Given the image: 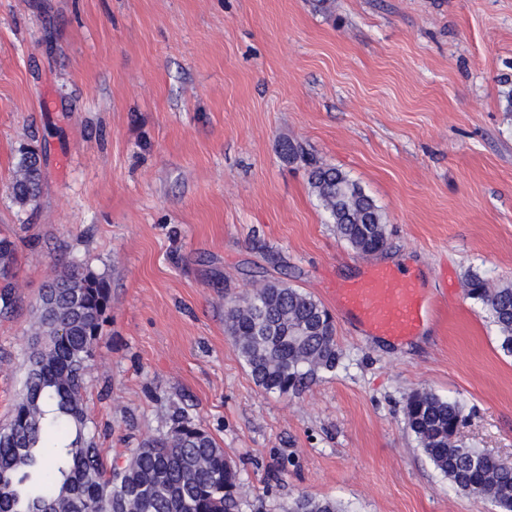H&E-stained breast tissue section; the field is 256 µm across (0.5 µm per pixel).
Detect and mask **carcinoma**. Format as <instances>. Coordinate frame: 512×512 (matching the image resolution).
<instances>
[{
  "instance_id": "obj_1",
  "label": "carcinoma",
  "mask_w": 512,
  "mask_h": 512,
  "mask_svg": "<svg viewBox=\"0 0 512 512\" xmlns=\"http://www.w3.org/2000/svg\"><path fill=\"white\" fill-rule=\"evenodd\" d=\"M512 112V76L498 78ZM40 156L22 149L12 196L20 207L40 194ZM310 184L336 234L362 255L387 244V224L374 199L336 167L313 164ZM14 243L0 238V296L11 298ZM466 294L496 327L512 356V284L472 275ZM108 281L72 265L47 282L31 324L29 367L12 430L0 431V512H240L249 487L233 459L201 424L175 409L166 434L126 448L123 466H107L105 449L85 434L84 378L110 307ZM227 332L255 383L286 395L332 372L341 359L330 313L283 281L251 289L227 308ZM71 335L57 340L59 324ZM404 420L419 447L459 492L512 512V464L457 438L460 405L430 391L413 393ZM286 512H346L331 498L301 494Z\"/></svg>"
}]
</instances>
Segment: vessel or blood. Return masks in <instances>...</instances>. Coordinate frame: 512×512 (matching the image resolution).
Returning a JSON list of instances; mask_svg holds the SVG:
<instances>
[{
	"mask_svg": "<svg viewBox=\"0 0 512 512\" xmlns=\"http://www.w3.org/2000/svg\"><path fill=\"white\" fill-rule=\"evenodd\" d=\"M368 283L346 291L342 306L374 336L403 340L415 335L427 316V305L417 283L408 274L374 268Z\"/></svg>",
	"mask_w": 512,
	"mask_h": 512,
	"instance_id": "obj_1",
	"label": "vessel or blood"
}]
</instances>
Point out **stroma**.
Segmentation results:
<instances>
[{
    "label": "stroma",
    "instance_id": "35a3bbf8",
    "mask_svg": "<svg viewBox=\"0 0 512 512\" xmlns=\"http://www.w3.org/2000/svg\"><path fill=\"white\" fill-rule=\"evenodd\" d=\"M512 0H0V426L28 369V329L70 262L111 288L85 378L101 447L166 433L174 407L237 462L242 512L300 493L347 512H495L457 492L406 428L417 391L458 401L460 439L512 459V356L465 295L512 282ZM303 152L291 160L283 142ZM41 194L9 186L20 148ZM349 175L388 241L353 251L309 184ZM374 267L417 278L436 310L396 343L336 302ZM285 281L331 313L341 361L306 390L253 381L227 303ZM40 156L31 149H22L15 164L12 196L20 207L33 206L40 194Z\"/></svg>",
    "mask_w": 512,
    "mask_h": 512
}]
</instances>
